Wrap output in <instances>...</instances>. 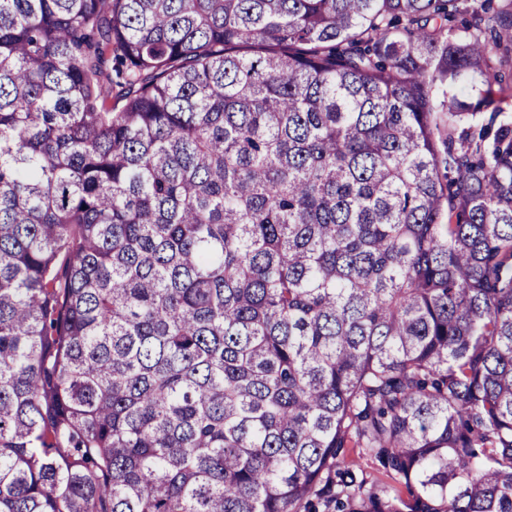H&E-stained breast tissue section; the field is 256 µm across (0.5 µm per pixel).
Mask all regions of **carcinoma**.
<instances>
[{
	"instance_id": "cac0c4a2",
	"label": "carcinoma",
	"mask_w": 512,
	"mask_h": 512,
	"mask_svg": "<svg viewBox=\"0 0 512 512\" xmlns=\"http://www.w3.org/2000/svg\"><path fill=\"white\" fill-rule=\"evenodd\" d=\"M510 55L512 0H0V512H512V121L448 95ZM348 455L351 459H355L357 463V469L360 477H364L368 483L371 484H386L397 486V483L389 478L378 463L370 457L359 455L358 448H349Z\"/></svg>"
}]
</instances>
